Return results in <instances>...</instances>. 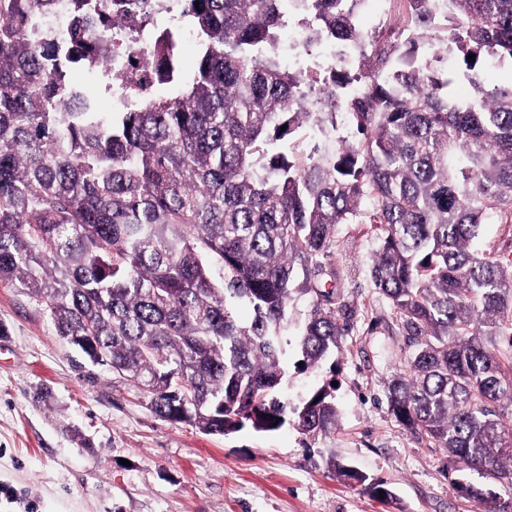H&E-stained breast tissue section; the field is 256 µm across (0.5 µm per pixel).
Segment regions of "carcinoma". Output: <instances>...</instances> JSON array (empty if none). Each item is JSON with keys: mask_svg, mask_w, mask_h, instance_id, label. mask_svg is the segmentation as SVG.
<instances>
[{"mask_svg": "<svg viewBox=\"0 0 512 512\" xmlns=\"http://www.w3.org/2000/svg\"><path fill=\"white\" fill-rule=\"evenodd\" d=\"M295 1L310 16L304 50L338 40L372 67L331 72L310 99L314 78L276 54ZM362 2L184 0L202 47L192 79L160 29L155 85L114 116L70 73L87 68L112 94L100 55L147 0H71L59 39L46 36L55 0H0V283L58 335L87 337L84 356L140 385L160 419L227 435L291 413L314 440L338 411L325 387L292 410L278 397L288 309L310 297L296 348L318 366L342 335L327 287L336 225L368 201L370 276L411 351L388 411L512 490V352L496 346L512 348V267L475 248L481 225L512 220V77L483 81L488 60L512 64V0H399L406 21L374 36L354 24ZM450 49L475 91L465 104L426 57ZM347 87L353 134L338 149L277 150L308 127L336 131ZM459 492L495 512L494 490Z\"/></svg>", "mask_w": 512, "mask_h": 512, "instance_id": "cac0c4a2", "label": "carcinoma"}]
</instances>
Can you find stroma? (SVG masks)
<instances>
[{
    "mask_svg": "<svg viewBox=\"0 0 512 512\" xmlns=\"http://www.w3.org/2000/svg\"><path fill=\"white\" fill-rule=\"evenodd\" d=\"M279 59L321 78L360 64L341 43ZM378 244L369 225H337L335 296L348 330L317 367L288 354L289 405L336 385L338 426L312 444L289 422L219 436L158 418L141 387L86 361L37 301L0 286V512H483L457 484L496 480L425 445L388 411L386 386L405 371L408 348L370 278ZM338 461L386 483L392 498L341 481Z\"/></svg>",
    "mask_w": 512,
    "mask_h": 512,
    "instance_id": "stroma-1",
    "label": "stroma"
}]
</instances>
